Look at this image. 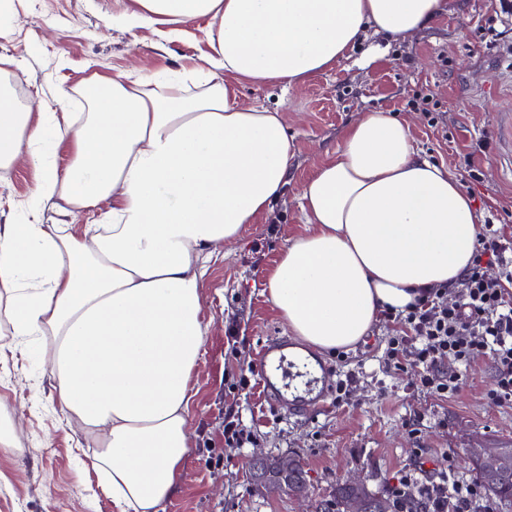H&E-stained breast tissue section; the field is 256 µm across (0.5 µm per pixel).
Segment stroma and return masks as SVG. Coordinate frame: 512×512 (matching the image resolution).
Returning a JSON list of instances; mask_svg holds the SVG:
<instances>
[{
    "instance_id": "35a3bbf8",
    "label": "stroma",
    "mask_w": 512,
    "mask_h": 512,
    "mask_svg": "<svg viewBox=\"0 0 512 512\" xmlns=\"http://www.w3.org/2000/svg\"><path fill=\"white\" fill-rule=\"evenodd\" d=\"M447 7L410 39L367 31L332 69L289 91L241 83L243 102L278 110L296 157L286 204L246 225L238 243L205 264L204 313L212 326L194 371L198 389L188 424L193 448L181 492L166 512H315L336 482L367 479L390 487L414 463L429 471L454 465L472 480L464 451L512 446V405L491 403L490 356L472 359L460 388L440 398L417 386L415 369L385 360L390 332L376 322L357 349L318 355L329 394L321 406L295 397L270 399L258 370L264 347L287 341L264 291V274L302 230L298 192L311 165L341 142L362 113L380 110L411 120L413 146L469 190L483 223L512 240V19L499 0H446ZM132 0H0V86L21 107L87 112L82 84L127 72L147 80L199 65L208 18L174 34L116 23ZM370 66H362L367 54ZM37 195V176L0 167V225L23 220ZM347 381L343 396L337 382ZM14 423L17 448L0 451V512H113L83 455V435L61 416L49 373L23 355L0 370V423ZM246 439L226 442L227 424ZM299 456L307 495L257 489L249 479L258 455Z\"/></svg>"
}]
</instances>
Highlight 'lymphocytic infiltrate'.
I'll list each match as a JSON object with an SVG mask.
<instances>
[{
	"label": "lymphocytic infiltrate",
	"mask_w": 512,
	"mask_h": 512,
	"mask_svg": "<svg viewBox=\"0 0 512 512\" xmlns=\"http://www.w3.org/2000/svg\"><path fill=\"white\" fill-rule=\"evenodd\" d=\"M500 266L499 277L489 278L485 267ZM461 286V300L448 291L428 292L403 313L385 312L391 327L387 360L395 368L419 369V384L445 397L460 386L457 365L491 353L495 366L493 404L512 403V241L494 232L479 239L472 264ZM395 499L423 502L425 512H473L482 499L480 486L457 479L454 469L428 473L417 464L404 471L392 487Z\"/></svg>",
	"instance_id": "f902f5d3"
}]
</instances>
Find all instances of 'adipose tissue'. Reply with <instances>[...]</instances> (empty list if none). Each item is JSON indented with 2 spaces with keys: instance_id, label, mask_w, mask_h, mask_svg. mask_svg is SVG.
<instances>
[{
  "instance_id": "adipose-tissue-1",
  "label": "adipose tissue",
  "mask_w": 512,
  "mask_h": 512,
  "mask_svg": "<svg viewBox=\"0 0 512 512\" xmlns=\"http://www.w3.org/2000/svg\"><path fill=\"white\" fill-rule=\"evenodd\" d=\"M130 27L210 20L202 65L152 88L100 77L92 109L18 111L0 91V166L38 175L39 206L105 212L94 234L0 226V289L23 353H36L76 421L116 512H165L191 450L192 373L211 324L201 279L281 200L294 150L278 111L237 83L290 89L345 58L367 30L409 37L444 0H134ZM74 151L65 172L52 155ZM303 229L264 290L298 342L351 350L388 309L460 283L480 238L463 183L418 156L408 122L365 112L298 193Z\"/></svg>"
}]
</instances>
